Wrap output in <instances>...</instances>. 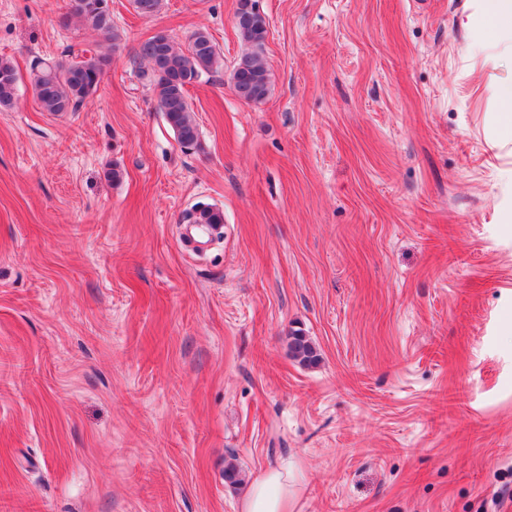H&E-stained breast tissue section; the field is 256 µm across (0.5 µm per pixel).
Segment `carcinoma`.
<instances>
[{
	"label": "carcinoma",
	"mask_w": 512,
	"mask_h": 512,
	"mask_svg": "<svg viewBox=\"0 0 512 512\" xmlns=\"http://www.w3.org/2000/svg\"><path fill=\"white\" fill-rule=\"evenodd\" d=\"M163 0H132L134 10L151 17L162 8ZM106 0H70L69 11L60 18L68 26L74 16L87 27L100 33L103 45L77 60L46 62L39 59L32 65V89L37 105L53 114L74 112L97 92L105 75L112 69L120 48L122 35L112 23V12ZM245 45V52L231 74V87L244 102H263L270 91V73L264 58L267 38L266 20L253 16L248 22L236 23ZM139 56L148 62L140 76L152 91L156 110L163 113L183 148L201 146L194 110L188 100V87L200 82L224 67V57L210 34L204 29L193 31L181 48L165 30L155 32L145 40ZM17 72L14 65L0 59V108L13 105L17 95ZM192 224H222L223 214L208 204H198L191 214ZM292 358L304 366L317 363L319 354L312 341L296 332L288 337Z\"/></svg>",
	"instance_id": "1"
}]
</instances>
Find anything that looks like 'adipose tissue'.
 Returning a JSON list of instances; mask_svg holds the SVG:
<instances>
[{"label":"adipose tissue","mask_w":512,"mask_h":512,"mask_svg":"<svg viewBox=\"0 0 512 512\" xmlns=\"http://www.w3.org/2000/svg\"><path fill=\"white\" fill-rule=\"evenodd\" d=\"M296 482L287 467L274 465L255 476L239 512H293Z\"/></svg>","instance_id":"obj_1"}]
</instances>
